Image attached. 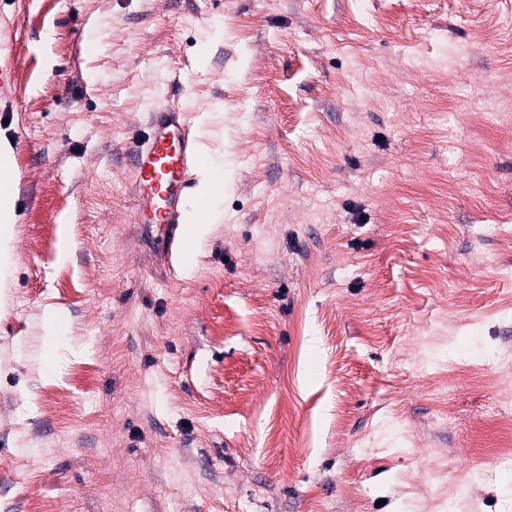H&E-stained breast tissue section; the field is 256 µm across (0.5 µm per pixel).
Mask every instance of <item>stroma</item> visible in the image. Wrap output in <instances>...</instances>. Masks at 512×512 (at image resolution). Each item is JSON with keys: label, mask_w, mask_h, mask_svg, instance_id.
<instances>
[{"label": "stroma", "mask_w": 512, "mask_h": 512, "mask_svg": "<svg viewBox=\"0 0 512 512\" xmlns=\"http://www.w3.org/2000/svg\"><path fill=\"white\" fill-rule=\"evenodd\" d=\"M0 33V512H512V0H0ZM161 105L224 170L169 265L123 150ZM1 169L0 166V309L5 311L8 308L9 278L18 261L12 231L16 216L11 193L7 188L16 180L17 174L10 167V175L4 176Z\"/></svg>", "instance_id": "stroma-1"}]
</instances>
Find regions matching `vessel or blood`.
I'll return each mask as SVG.
<instances>
[{"label":"vessel or blood","mask_w":512,"mask_h":512,"mask_svg":"<svg viewBox=\"0 0 512 512\" xmlns=\"http://www.w3.org/2000/svg\"><path fill=\"white\" fill-rule=\"evenodd\" d=\"M144 138L130 141L132 189L142 221L161 225L167 253L183 251L185 201L194 172L205 159L198 152L186 112L161 107L150 112Z\"/></svg>","instance_id":"1"}]
</instances>
